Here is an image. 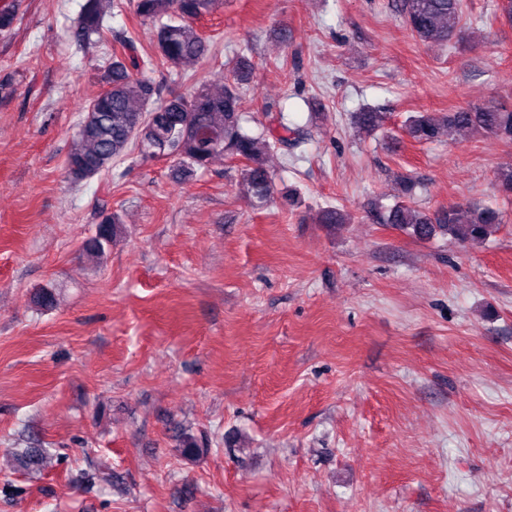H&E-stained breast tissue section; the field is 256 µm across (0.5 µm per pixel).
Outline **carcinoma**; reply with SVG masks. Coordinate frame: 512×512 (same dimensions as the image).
Masks as SVG:
<instances>
[{"mask_svg": "<svg viewBox=\"0 0 512 512\" xmlns=\"http://www.w3.org/2000/svg\"><path fill=\"white\" fill-rule=\"evenodd\" d=\"M222 4L223 0H134L135 14L155 28L153 49L145 50L124 32L115 35L118 47L106 51V89L90 102L67 155L66 168L72 180L91 179L133 150L144 161L168 156L192 171L227 154L246 162L238 186L253 208L263 209L273 200L275 184L266 152L276 144H298L303 130L283 125L251 134L243 125L242 75L218 88L202 82L188 96H166L163 87L146 76L159 64L181 74L198 63L206 40L197 23ZM121 7V0H85L73 40L88 45L95 35L97 41L107 44L103 37L106 18ZM401 11L411 34L421 42L462 43L471 38L462 25V0H402ZM386 120L387 113L373 107L352 114L353 124L369 132L384 127ZM461 130L512 142V109L482 104L450 112H417L404 124V133L416 143L435 142L445 133L451 137ZM502 219L498 209L479 202L430 214L402 201L389 209L384 221L419 239L441 234L466 247L484 242ZM317 223L330 227L346 224L348 215L335 207L322 208ZM121 234L118 219L104 217L96 235L86 241L85 254L101 258ZM180 437L184 455L206 448L185 430ZM48 457L47 449L29 447L16 453L13 463L20 469L39 471Z\"/></svg>", "mask_w": 512, "mask_h": 512, "instance_id": "carcinoma-1", "label": "carcinoma"}]
</instances>
